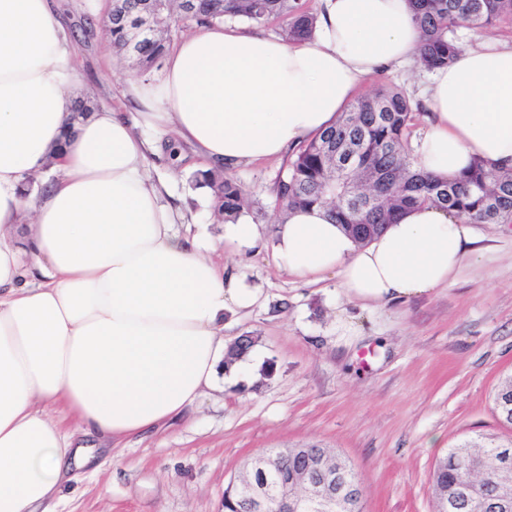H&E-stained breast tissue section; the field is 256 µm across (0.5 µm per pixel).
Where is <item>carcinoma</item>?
<instances>
[{"label": "carcinoma", "mask_w": 512, "mask_h": 512, "mask_svg": "<svg viewBox=\"0 0 512 512\" xmlns=\"http://www.w3.org/2000/svg\"><path fill=\"white\" fill-rule=\"evenodd\" d=\"M422 32L420 63L429 70L450 64L458 51L455 31L459 27L482 29L503 17L512 16V0H410ZM128 12L111 10L106 25L110 45L146 73L166 51L172 27L181 22L201 26L225 19H242L261 25L272 17L286 21L284 35L297 40L312 34L316 15L307 0H195L193 10L182 0H126ZM153 17L158 32L152 38L139 33L138 17L142 9ZM413 119L409 96L396 86L383 85L358 98L336 123L301 145L275 185L282 211L295 207L326 205L336 223L358 243L380 233L410 207L437 205L472 224H509L512 222V171L496 174L475 164L456 179L442 178L417 170L406 148L405 132ZM360 147L370 179L368 190L375 202L356 207L335 197L340 189L331 181L335 162L343 147ZM197 182L213 191L215 215L235 219L246 198L241 185L213 171L199 174ZM254 342L230 346L224 367L240 360ZM495 412H512V380L505 381L493 396ZM474 448L472 456L485 462L473 476L476 486L489 480L512 487V468L496 471L491 458L502 445L491 437L465 444ZM466 478L460 461V448H451L430 475L429 488L434 496L457 498ZM245 491L230 484L224 490V512H245Z\"/></svg>", "instance_id": "1"}]
</instances>
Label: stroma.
Wrapping results in <instances>:
<instances>
[{"instance_id":"35a3bbf8","label":"stroma","mask_w":512,"mask_h":512,"mask_svg":"<svg viewBox=\"0 0 512 512\" xmlns=\"http://www.w3.org/2000/svg\"><path fill=\"white\" fill-rule=\"evenodd\" d=\"M77 34L74 98L91 97L127 117L128 62L104 37L100 0H59ZM429 71L412 66L364 82L402 87L418 108L408 146L424 132L420 110ZM288 156L263 159L224 176L246 191L244 217L272 238L280 216L274 185ZM193 148L165 136L148 154V173L188 223L205 225L209 255L244 273L260 300L232 318L226 340L253 337L252 380L216 384L175 425L149 430L97 452L76 469L56 512H222L224 490L245 463L269 448L312 444L334 450L363 489L364 512H433L429 475L449 448L481 436L512 440L493 393L512 376V224L478 225L484 257L451 285L406 303L348 298L335 275L318 283L280 268L271 250L224 243L208 189L198 187Z\"/></svg>"}]
</instances>
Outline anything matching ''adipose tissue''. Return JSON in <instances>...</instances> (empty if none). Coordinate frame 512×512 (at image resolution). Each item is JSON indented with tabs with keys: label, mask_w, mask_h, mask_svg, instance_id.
I'll return each mask as SVG.
<instances>
[{
	"label": "adipose tissue",
	"mask_w": 512,
	"mask_h": 512,
	"mask_svg": "<svg viewBox=\"0 0 512 512\" xmlns=\"http://www.w3.org/2000/svg\"><path fill=\"white\" fill-rule=\"evenodd\" d=\"M314 35L289 42L213 24L167 55L163 78L131 79L140 120L101 107L68 127L74 47L56 0H0V512H50L87 437L122 439L174 421L225 367V320L255 305L245 275L180 231L146 173L150 142L175 133L207 165L281 155L331 126L372 75L413 63L409 0H322ZM416 169L454 179L476 162L512 169V41L460 49L434 70ZM58 177L31 196L48 160ZM476 228L425 205L357 244L325 209L288 210L265 243L225 225L237 249L271 246L310 282L335 274L353 298L405 302L477 260Z\"/></svg>",
	"instance_id": "ef3b65f1"
}]
</instances>
